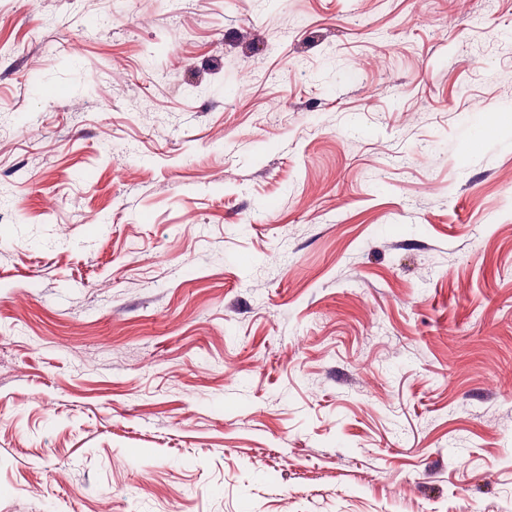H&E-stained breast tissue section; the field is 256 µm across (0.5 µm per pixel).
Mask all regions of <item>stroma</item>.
Segmentation results:
<instances>
[{
	"label": "stroma",
	"instance_id": "stroma-1",
	"mask_svg": "<svg viewBox=\"0 0 512 512\" xmlns=\"http://www.w3.org/2000/svg\"><path fill=\"white\" fill-rule=\"evenodd\" d=\"M0 186V512H512V0H0Z\"/></svg>",
	"mask_w": 512,
	"mask_h": 512
}]
</instances>
